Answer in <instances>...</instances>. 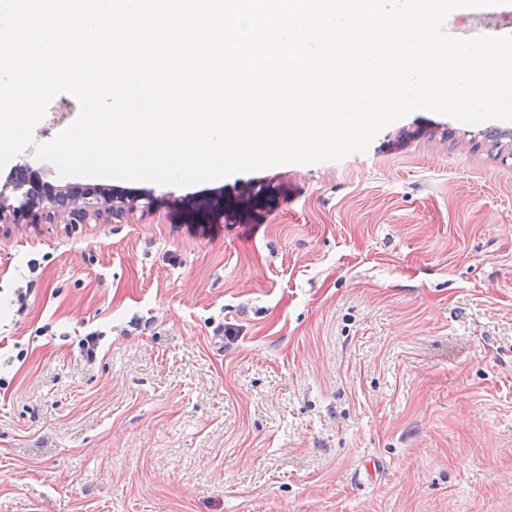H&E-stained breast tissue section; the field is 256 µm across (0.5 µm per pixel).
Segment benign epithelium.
Here are the masks:
<instances>
[{
    "label": "benign epithelium",
    "mask_w": 512,
    "mask_h": 512,
    "mask_svg": "<svg viewBox=\"0 0 512 512\" xmlns=\"http://www.w3.org/2000/svg\"><path fill=\"white\" fill-rule=\"evenodd\" d=\"M24 189V206L11 208L0 204V222L3 224H21L33 209L41 211L48 224H90L92 222L119 221L133 212L138 201L123 199L116 201L100 192L98 187H87L85 193L73 198L59 196L52 191L40 189L37 181L17 184L13 181L0 187L1 190Z\"/></svg>",
    "instance_id": "7a95c632"
}]
</instances>
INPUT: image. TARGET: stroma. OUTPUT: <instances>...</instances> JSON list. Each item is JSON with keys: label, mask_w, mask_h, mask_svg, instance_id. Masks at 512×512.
Instances as JSON below:
<instances>
[{"label": "stroma", "mask_w": 512, "mask_h": 512, "mask_svg": "<svg viewBox=\"0 0 512 512\" xmlns=\"http://www.w3.org/2000/svg\"><path fill=\"white\" fill-rule=\"evenodd\" d=\"M79 111L54 97L15 164L94 183L35 156ZM504 128L418 110L339 161L102 178L123 222L1 233L0 512H512Z\"/></svg>", "instance_id": "1"}]
</instances>
